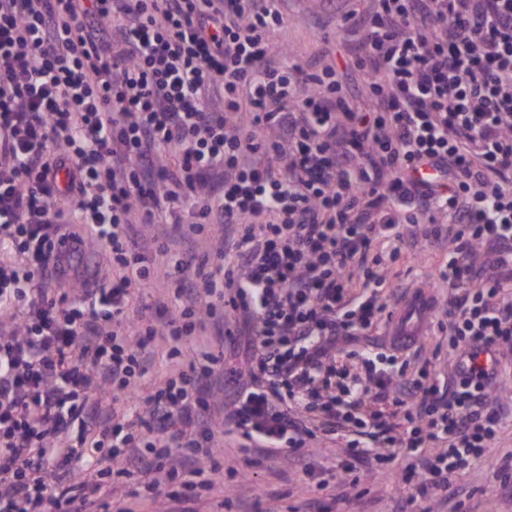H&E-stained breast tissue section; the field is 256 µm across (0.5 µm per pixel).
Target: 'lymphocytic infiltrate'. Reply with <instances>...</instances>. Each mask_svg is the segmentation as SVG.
I'll list each match as a JSON object with an SVG mask.
<instances>
[{
  "instance_id": "obj_1",
  "label": "lymphocytic infiltrate",
  "mask_w": 512,
  "mask_h": 512,
  "mask_svg": "<svg viewBox=\"0 0 512 512\" xmlns=\"http://www.w3.org/2000/svg\"><path fill=\"white\" fill-rule=\"evenodd\" d=\"M282 0H0V512H198L224 473L285 452L360 482L358 429L419 480L420 512L494 448L512 351V0H376L335 69L271 64ZM436 169L433 181L413 176ZM172 219L161 241L133 229ZM222 231L195 266L208 225ZM98 245L77 296L58 237ZM444 239L456 364L354 350L387 321L383 268ZM165 255L166 264L156 262ZM172 295L159 319L135 289ZM247 337L245 371L224 342ZM187 369L139 403L158 340ZM193 425L179 439L164 423ZM342 440L331 476L307 445ZM143 478L111 501L107 475ZM184 495H171L172 482ZM136 291V298L139 296V308L141 314L146 319H152L154 309L148 307H154L156 301L162 300L168 296L169 288H167L166 281L159 279L151 283L146 288Z\"/></svg>"
}]
</instances>
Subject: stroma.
Masks as SVG:
<instances>
[{
    "label": "stroma",
    "instance_id": "obj_1",
    "mask_svg": "<svg viewBox=\"0 0 512 512\" xmlns=\"http://www.w3.org/2000/svg\"><path fill=\"white\" fill-rule=\"evenodd\" d=\"M374 0H284V28L271 33L269 55L281 60L290 53L303 68L316 70L327 64H340L349 44L359 36L357 29L340 30L338 22L348 13L372 11ZM448 248L441 243H427L402 254L390 270L394 292L419 284L425 274L444 263ZM224 451L225 474L212 489L202 491L200 512H214L217 500L230 497L241 501L245 512H290L304 507L311 499L330 497V490H317L300 465L285 456L266 461L262 468H252L246 455L236 446L233 436L218 435ZM512 453V421L499 429L494 450L461 471L454 486L468 500L463 512H512V495H504L494 480L502 459ZM406 463L402 458L378 461L368 454L360 463L367 494L348 496L337 502L338 512H414L410 498L413 487L405 482Z\"/></svg>",
    "mask_w": 512,
    "mask_h": 512
}]
</instances>
